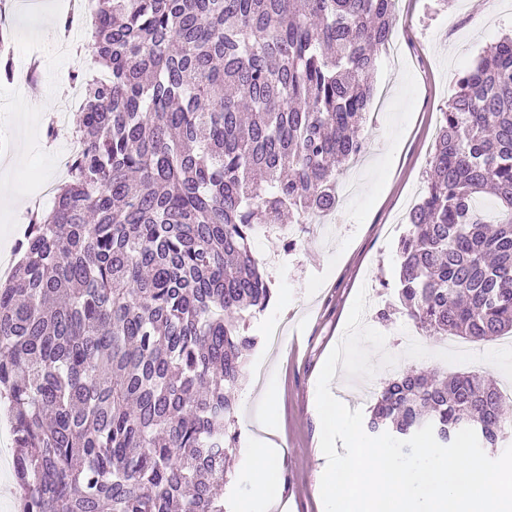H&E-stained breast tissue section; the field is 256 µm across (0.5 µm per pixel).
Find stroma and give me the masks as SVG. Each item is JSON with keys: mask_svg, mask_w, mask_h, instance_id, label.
<instances>
[{"mask_svg": "<svg viewBox=\"0 0 512 512\" xmlns=\"http://www.w3.org/2000/svg\"><path fill=\"white\" fill-rule=\"evenodd\" d=\"M395 15V38L379 54L373 73L365 149L338 176L336 210L293 233L284 223L264 227L252 240L274 297L249 326L260 343L248 357L237 392L240 450L233 464L235 480L225 489L233 507L253 498L245 450L261 433L280 450L277 479L288 512H324L321 428L313 412L316 385L327 356L343 337L359 290H366L369 302L365 324L386 335L385 349L397 362L369 379L336 372L331 391L350 409H367L371 391L408 369L483 371L501 392L512 391L511 339L469 344L457 336H431L403 314L393 288L399 266L396 242L422 195L440 114L462 71L503 35H512V0H396ZM11 25L15 77L0 83V137H10L11 145L0 152V166L14 160L19 175L35 170L41 180H55L66 140L46 138L41 109L22 92L30 55L21 12L12 14ZM42 54L49 65L39 84L48 90L46 108L52 111L70 92L68 76L94 72L95 65L90 53H60L51 44ZM19 175L0 184V226L20 225L25 202L35 193L34 186H22ZM382 309L389 310L388 318H379ZM274 325L283 329L277 346L265 339ZM407 332L414 334L415 344L399 345L398 336ZM257 362L265 367L264 377L254 373ZM268 393L273 396L270 423L261 431L256 412Z\"/></svg>", "mask_w": 512, "mask_h": 512, "instance_id": "obj_1", "label": "stroma"}]
</instances>
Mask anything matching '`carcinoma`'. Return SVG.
<instances>
[{
    "instance_id": "1",
    "label": "carcinoma",
    "mask_w": 512,
    "mask_h": 512,
    "mask_svg": "<svg viewBox=\"0 0 512 512\" xmlns=\"http://www.w3.org/2000/svg\"><path fill=\"white\" fill-rule=\"evenodd\" d=\"M396 0H97L81 151L0 281V400L21 512H226L236 392L273 296L251 240L336 208ZM13 79L0 34V81ZM491 194L501 219H481ZM398 242L432 336L512 334V38L462 73ZM512 430L480 374L407 370L368 430Z\"/></svg>"
}]
</instances>
